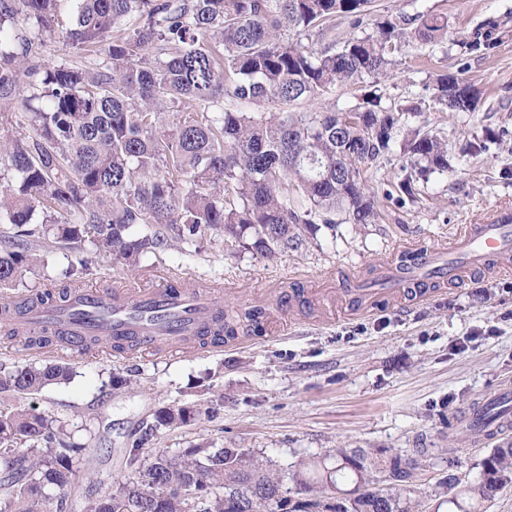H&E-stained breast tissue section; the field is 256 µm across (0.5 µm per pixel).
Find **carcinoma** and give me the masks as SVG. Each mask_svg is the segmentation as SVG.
Returning a JSON list of instances; mask_svg holds the SVG:
<instances>
[{
  "mask_svg": "<svg viewBox=\"0 0 512 512\" xmlns=\"http://www.w3.org/2000/svg\"><path fill=\"white\" fill-rule=\"evenodd\" d=\"M371 0H0V99L18 111L34 136L0 144V287L9 288L38 261L47 240L73 250L89 244L133 264L176 241L220 228L266 258L302 245L336 214L354 224L381 219L379 199L414 197L412 184L448 171L441 138L406 126L396 101L383 102L381 80L408 42L388 19L370 23ZM23 18L26 30L14 27ZM349 20L352 32L316 46ZM423 44L448 40V18L409 19ZM60 28L62 44L93 56L91 66L36 56L45 31ZM456 40L460 58H483L491 29ZM288 33H283V30ZM113 36H108L111 31ZM463 70L436 78L434 100L450 112H473L476 92ZM365 90L343 109L298 110L337 84ZM237 104L227 108L224 99ZM265 100L270 112L241 105ZM364 121L342 125L338 113ZM410 169L378 194L364 172L388 160L395 144ZM256 312L224 309L214 334L235 339L251 330ZM32 350L61 348L63 337L12 330ZM64 358L0 369V395L20 397L69 379ZM192 406L156 415L158 425L189 422ZM130 449L134 475L105 489L92 483L82 512H236L224 489L249 491L252 512H281L276 499L300 496L289 512H308L326 498L328 512H423L411 472L392 462L391 479L356 490L383 460L364 448L299 463L292 477L241 448L158 450L141 460ZM84 445L66 422L0 402V503L4 512H68V490L81 470ZM476 482L451 474L455 512H488L512 484V444H498L480 463ZM294 488H288V481Z\"/></svg>",
  "mask_w": 512,
  "mask_h": 512,
  "instance_id": "obj_1",
  "label": "carcinoma"
}]
</instances>
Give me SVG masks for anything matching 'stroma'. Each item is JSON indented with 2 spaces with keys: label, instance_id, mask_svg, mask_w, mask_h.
Listing matches in <instances>:
<instances>
[{
  "label": "stroma",
  "instance_id": "1",
  "mask_svg": "<svg viewBox=\"0 0 512 512\" xmlns=\"http://www.w3.org/2000/svg\"><path fill=\"white\" fill-rule=\"evenodd\" d=\"M375 11L401 27L420 12L443 14L462 37L487 18L499 22L494 48L466 69H459L452 43L432 47L413 39L381 84L387 98L409 108L410 126L444 139L447 172L415 183V201L382 202L379 223L320 228L300 249L272 260L220 231L174 244L137 269L81 251L91 269L83 287L156 288L178 278L220 284L224 302L263 303L288 327L221 350L192 347L138 362L75 354L70 382L17 398L18 407L62 418L85 444V465L69 490L74 506H81L89 481L109 486L128 478V452L144 435L145 458L159 448L172 455L199 444L243 448L286 474L334 448H364L382 458L394 448H429L433 454L414 479L426 512H449L450 467L478 478L489 447L451 430L448 416L512 384V272L475 271L453 286L432 282L419 303L402 300L367 313L329 300L322 317L298 296L348 287L355 271L374 279L400 245H448L461 225L486 224L496 211L512 209V179L502 177L512 170V0H375ZM446 69L462 70L480 91L478 111L435 104L433 79ZM474 142L482 152H468ZM42 255L44 265L0 292V301L68 286L62 272L75 255L53 246ZM116 375L126 385L112 386ZM174 405L200 414L155 428L156 413Z\"/></svg>",
  "mask_w": 512,
  "mask_h": 512
}]
</instances>
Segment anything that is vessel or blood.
<instances>
[{
  "label": "vessel or blood",
  "instance_id": "1",
  "mask_svg": "<svg viewBox=\"0 0 512 512\" xmlns=\"http://www.w3.org/2000/svg\"><path fill=\"white\" fill-rule=\"evenodd\" d=\"M512 253V213L502 212L491 224H472L461 232L454 250L440 258L424 246H404L396 255V274L386 288H351L353 306L370 310L397 301L407 288H420L424 277L458 280L469 267ZM221 286L180 283L161 288L126 285L109 291L70 290L64 302L36 303L17 318L20 330L46 329L67 336L79 350L90 336H109L128 343L124 357L181 348L210 331L220 306Z\"/></svg>",
  "mask_w": 512,
  "mask_h": 512
}]
</instances>
